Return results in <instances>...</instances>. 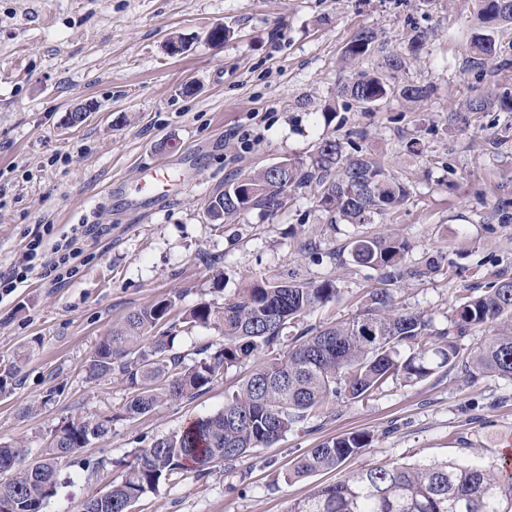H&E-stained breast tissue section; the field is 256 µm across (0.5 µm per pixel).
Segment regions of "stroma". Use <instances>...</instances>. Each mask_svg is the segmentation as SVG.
<instances>
[{
    "label": "stroma",
    "instance_id": "obj_1",
    "mask_svg": "<svg viewBox=\"0 0 512 512\" xmlns=\"http://www.w3.org/2000/svg\"><path fill=\"white\" fill-rule=\"evenodd\" d=\"M476 0H0V268L22 255L31 234L47 243L72 225L93 224L60 284L31 277L0 294V363L31 354L19 384L0 392V442H23L38 457L52 429L73 417H110V431L83 449L45 512H82L119 480L117 460L220 410L246 368L191 400L126 417L117 379L90 378L86 361L113 323L165 298L171 314L223 305L252 278L281 273L333 279L335 299L285 329L357 315L377 271L348 253L358 236L394 235L408 244L410 272L399 307L444 327L466 289L512 277V112L452 121L459 100L494 88L512 94V28L498 34L507 67L465 71L462 47L477 27ZM429 34L407 79L429 84L414 109L388 100L324 119L342 79L353 35L374 29L383 46L406 49L410 26ZM228 30L221 44L209 33ZM187 42L169 55L170 37ZM88 122L68 127L76 106ZM334 137L363 147L409 180L404 205L370 224H334L311 194L268 216L253 209L229 224L205 217L224 183L287 160L308 159ZM176 170L174 198L136 192L144 168ZM512 432V381L461 370L425 380L390 379L366 400L340 396L322 414L233 466L144 495L135 512H287L290 503L348 472L389 463L454 461L498 465L499 437ZM349 432L372 436L340 468L287 482L289 463Z\"/></svg>",
    "mask_w": 512,
    "mask_h": 512
}]
</instances>
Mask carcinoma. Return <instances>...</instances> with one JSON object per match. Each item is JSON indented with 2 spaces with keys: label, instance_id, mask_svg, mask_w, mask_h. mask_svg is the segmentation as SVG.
Wrapping results in <instances>:
<instances>
[{
  "label": "carcinoma",
  "instance_id": "1",
  "mask_svg": "<svg viewBox=\"0 0 512 512\" xmlns=\"http://www.w3.org/2000/svg\"><path fill=\"white\" fill-rule=\"evenodd\" d=\"M478 3L480 31L464 45L463 56L465 70L482 73L498 59V29L512 26V0ZM428 40L426 31L413 28L408 53L391 49L369 70L361 64L373 54L377 35L371 29L358 31L343 53L349 75L336 98L355 103L361 112L388 98L411 107L424 102L432 86L401 83L397 76L408 71ZM491 110L512 112V96L488 91L459 102L458 108L468 113ZM303 189L314 190L318 206L331 220L346 224H370L410 196L409 185L369 153L359 147L349 151L345 142L327 138L308 162L290 160L284 168H263L224 185L210 199L207 212L213 224H227L250 209L275 215ZM349 247L354 262L380 273L383 287L369 292L368 303L352 319L302 329L286 352L278 349L284 330L335 298L336 281L262 277L250 280L221 307L200 303L187 310L185 327L212 326L224 338L215 349L203 346L202 358L191 365L173 352L177 323L169 316L174 301L136 309L113 325L91 352L88 373L94 379L118 376L130 394V418L162 401L193 399L234 367L249 363L251 371L222 409L138 449L107 497L91 496L84 512H133L141 496L178 481L187 470L231 464L321 414L332 398L343 393L362 400L391 377L414 383L446 367L512 380V277L485 291L468 290L439 329L430 316L396 306L392 286L409 275L405 240L363 236ZM483 325L495 326V333L475 348L460 345L469 330ZM29 352L23 348L3 368L1 385L22 371ZM109 430L106 418L66 420L51 431L33 468L19 466L28 449L0 444V466L12 464L9 478L0 481V501L10 504V512H44L63 465ZM370 441L363 432L328 439L297 459L285 480L335 469L361 454ZM511 506L512 484L501 480L500 471L446 461L358 469L294 502L289 512H512Z\"/></svg>",
  "mask_w": 512,
  "mask_h": 512
}]
</instances>
